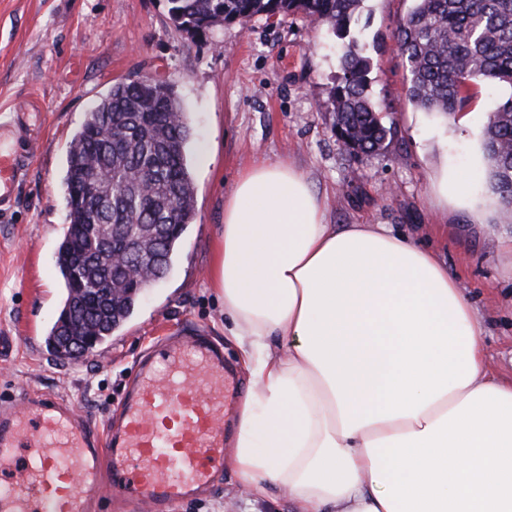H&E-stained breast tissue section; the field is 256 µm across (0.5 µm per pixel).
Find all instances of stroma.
Masks as SVG:
<instances>
[{"mask_svg": "<svg viewBox=\"0 0 512 512\" xmlns=\"http://www.w3.org/2000/svg\"><path fill=\"white\" fill-rule=\"evenodd\" d=\"M411 0H365L354 29L373 66L369 93L394 135L380 153L351 157L337 142L329 91L340 74L338 43L295 15L227 24L192 36L175 28L166 0H0V116L38 101L35 147L17 200L0 212V401L26 393L68 398L105 427L134 381L139 361L176 328L203 330L248 377L224 341V301L211 271L224 199L252 162L285 160L326 203L331 224H387L435 250L471 299L488 365L512 376V223L503 221L487 166L475 163L484 127L502 95L478 87L447 117L421 112L406 94L407 72L393 32ZM156 75L172 84L194 137L187 161L196 194L166 277L144 293L108 341L60 362L45 338L65 288L56 253L68 227L64 183L70 141L112 83ZM471 169L478 207L440 205L432 178L443 166ZM174 512H292L287 497L255 503L232 472Z\"/></svg>", "mask_w": 512, "mask_h": 512, "instance_id": "obj_1", "label": "stroma"}]
</instances>
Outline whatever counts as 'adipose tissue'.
I'll return each instance as SVG.
<instances>
[{
  "label": "adipose tissue",
  "mask_w": 512,
  "mask_h": 512,
  "mask_svg": "<svg viewBox=\"0 0 512 512\" xmlns=\"http://www.w3.org/2000/svg\"><path fill=\"white\" fill-rule=\"evenodd\" d=\"M213 284L250 384L230 465L294 512H512V378L437 254L330 224L311 181L262 160L224 199Z\"/></svg>",
  "instance_id": "adipose-tissue-1"
}]
</instances>
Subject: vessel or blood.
<instances>
[{
    "label": "vessel or blood",
    "mask_w": 512,
    "mask_h": 512,
    "mask_svg": "<svg viewBox=\"0 0 512 512\" xmlns=\"http://www.w3.org/2000/svg\"><path fill=\"white\" fill-rule=\"evenodd\" d=\"M32 142L26 112L0 119L1 211ZM232 384L223 351L186 334L141 363L120 421L106 429L56 397L0 404V512H92L115 494L138 512H173L227 465Z\"/></svg>",
    "instance_id": "b4317fda"
}]
</instances>
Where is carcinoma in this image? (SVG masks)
<instances>
[{
  "mask_svg": "<svg viewBox=\"0 0 512 512\" xmlns=\"http://www.w3.org/2000/svg\"><path fill=\"white\" fill-rule=\"evenodd\" d=\"M412 2L394 40L415 107L446 116L463 109L473 85L508 90L490 113L483 149L490 186L512 217V0ZM167 3L172 23L187 33L297 14L327 28L343 41L341 75L329 94L336 139L355 157L386 149L392 128L368 92L372 61L350 37L363 0ZM191 137L173 86L151 76L113 84L73 135L65 174L69 225L56 255L66 296L47 338L57 357L81 358L83 335L91 333L100 343L131 316L143 289L129 285L130 268L141 269L145 285L167 273L196 215L185 159ZM92 174L99 192L89 204L77 194ZM114 252L123 254L124 264H112Z\"/></svg>",
  "mask_w": 512,
  "mask_h": 512,
  "instance_id": "carcinoma-1",
  "label": "carcinoma"
}]
</instances>
